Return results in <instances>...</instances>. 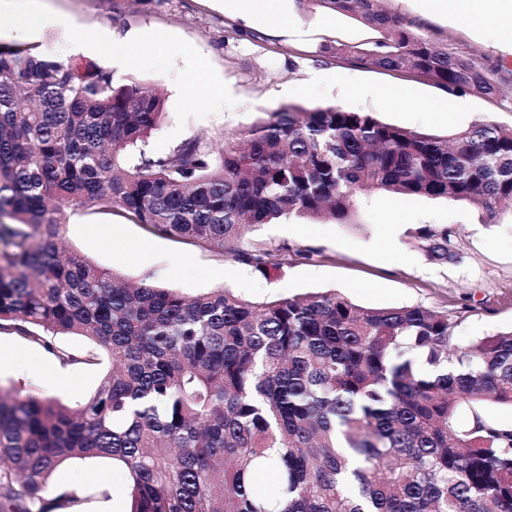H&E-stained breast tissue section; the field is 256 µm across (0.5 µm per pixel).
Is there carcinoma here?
I'll return each instance as SVG.
<instances>
[{
	"instance_id": "carcinoma-1",
	"label": "carcinoma",
	"mask_w": 512,
	"mask_h": 512,
	"mask_svg": "<svg viewBox=\"0 0 512 512\" xmlns=\"http://www.w3.org/2000/svg\"><path fill=\"white\" fill-rule=\"evenodd\" d=\"M295 2L373 31L353 52L321 45L324 58L423 75L450 94L497 91L380 0ZM162 116L156 88L0 44V333L63 365L112 363L73 405L0 394V512H81L79 492L44 497L77 458L125 469L129 512H512V426L489 415L512 406V331L460 345L458 315L365 308L334 291L186 297L61 246L63 206L119 209L264 275L272 251L245 247L246 227L346 224L359 192L465 200L492 220L512 209V128L438 136L335 104L283 105L218 153L200 137L155 153ZM409 235L428 260H455L448 228ZM61 335L93 349H60ZM462 407L474 410L463 428Z\"/></svg>"
}]
</instances>
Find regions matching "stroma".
<instances>
[{
	"label": "stroma",
	"mask_w": 512,
	"mask_h": 512,
	"mask_svg": "<svg viewBox=\"0 0 512 512\" xmlns=\"http://www.w3.org/2000/svg\"><path fill=\"white\" fill-rule=\"evenodd\" d=\"M225 0H15L16 7L68 18L84 41L103 32L123 37L161 31L167 50L145 55L140 66L117 73L160 89L164 117L150 139L165 152L184 140L203 136L221 144L225 136L252 125L262 110L283 105L336 104L374 113L380 121L446 136L479 121L512 128V47H505L491 24L476 28L456 18L427 13L423 0H384L390 14L411 22L416 33L447 45L449 52L473 58L489 70L498 91L448 94L431 80L321 57L319 47L337 41L355 48L370 31L350 16L299 10L294 0H274L288 29L275 32L261 20L244 24ZM0 43L23 44L72 60L69 40L60 32L19 36L8 14H0ZM324 73L312 82L313 73ZM404 88L411 105L389 104L385 90ZM443 100L445 113L430 118L423 107ZM420 224L447 227L454 262L427 260L407 234ZM122 231L110 239L111 227ZM63 240L70 250L103 269L194 296L228 288L251 300L336 291L366 308L420 305L462 311L459 343L512 329V210L488 221L467 201L399 197L383 191L359 193L350 224L285 221L250 230L246 243L261 242L278 253L279 270L261 276L251 267L204 243L147 231L123 214L67 209ZM29 353L30 369L0 368V389L22 397L54 398L67 404L92 395L110 362L66 366L68 387L59 388L41 372L56 357L42 346L14 337ZM122 468L107 459L75 461L58 468L48 493H90L84 512H128ZM109 486L110 499L94 498Z\"/></svg>",
	"instance_id": "stroma-1"
}]
</instances>
